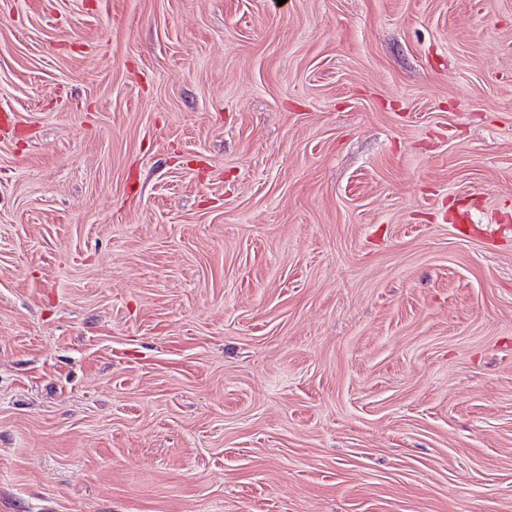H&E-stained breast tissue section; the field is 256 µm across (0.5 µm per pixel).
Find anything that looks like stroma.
<instances>
[{"mask_svg":"<svg viewBox=\"0 0 512 512\" xmlns=\"http://www.w3.org/2000/svg\"><path fill=\"white\" fill-rule=\"evenodd\" d=\"M0 512H512V0H0Z\"/></svg>","mask_w":512,"mask_h":512,"instance_id":"1","label":"stroma"}]
</instances>
